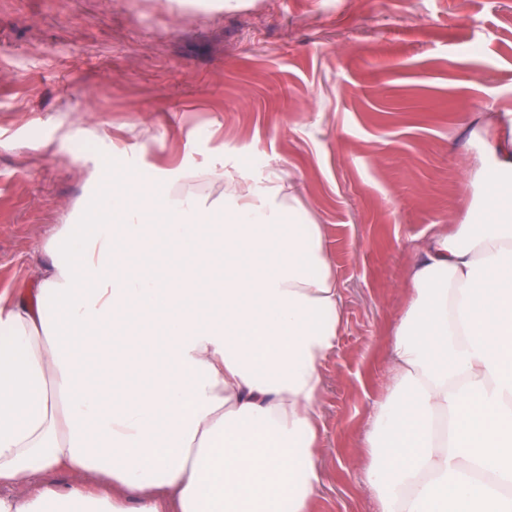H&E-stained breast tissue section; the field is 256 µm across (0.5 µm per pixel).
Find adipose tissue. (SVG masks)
Masks as SVG:
<instances>
[{
    "label": "adipose tissue",
    "instance_id": "1",
    "mask_svg": "<svg viewBox=\"0 0 512 512\" xmlns=\"http://www.w3.org/2000/svg\"><path fill=\"white\" fill-rule=\"evenodd\" d=\"M482 179L408 270L361 469L378 512H512V141ZM162 183L100 189L36 302L0 298V512H311L345 323L324 227L274 179L211 206Z\"/></svg>",
    "mask_w": 512,
    "mask_h": 512
}]
</instances>
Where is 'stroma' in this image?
<instances>
[{
  "mask_svg": "<svg viewBox=\"0 0 512 512\" xmlns=\"http://www.w3.org/2000/svg\"><path fill=\"white\" fill-rule=\"evenodd\" d=\"M507 112L512 0H0V295L102 180L213 204L280 177L343 288L312 512H377L358 459L415 246L469 222Z\"/></svg>",
  "mask_w": 512,
  "mask_h": 512,
  "instance_id": "1",
  "label": "stroma"
}]
</instances>
